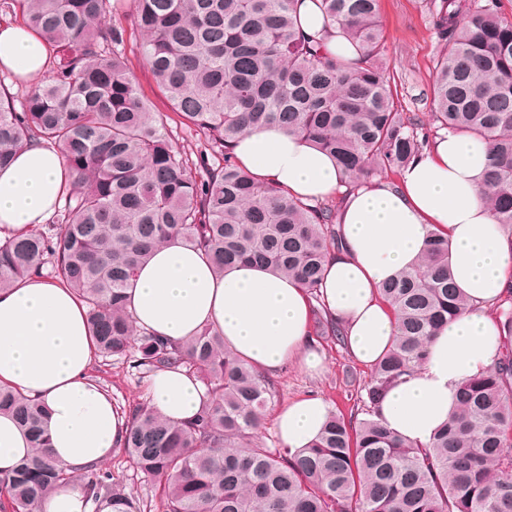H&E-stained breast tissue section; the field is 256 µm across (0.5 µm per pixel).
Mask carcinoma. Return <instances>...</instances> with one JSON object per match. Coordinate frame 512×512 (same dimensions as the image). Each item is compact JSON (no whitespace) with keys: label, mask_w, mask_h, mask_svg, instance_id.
<instances>
[{"label":"carcinoma","mask_w":512,"mask_h":512,"mask_svg":"<svg viewBox=\"0 0 512 512\" xmlns=\"http://www.w3.org/2000/svg\"><path fill=\"white\" fill-rule=\"evenodd\" d=\"M141 59L171 112H152L124 55L125 30L97 24L109 0H0L54 47L51 80L16 108L0 95V168L31 141L61 149L73 192L56 222L0 239V289L30 273L69 286L85 305L95 355L142 375L184 369L205 387L193 422L126 410L119 448L162 486V512H512V291L495 305L502 350L465 382L457 409L419 447L376 419L386 389L410 375L427 344L469 308L435 229L420 264L380 293L396 315L394 340L358 386L345 415L334 409L320 438L291 450L261 441L278 383L235 356L210 328L176 341L135 326L127 290L152 250L174 235L219 271L242 261L298 279L317 296L327 256L341 245L337 209L308 204L240 166L231 142L279 126L334 155L358 185L400 175L448 128L483 140L491 162L486 200L512 237V21L497 0H430L444 48L435 62L430 123L402 112L387 73L379 0H320L326 19L362 46L350 65L296 25L297 0H131ZM176 114L220 148L190 162L170 142ZM198 166L203 175L192 174ZM314 335L339 342L337 323ZM0 413L30 436L33 453L0 470V512H35L71 483L50 454L43 408L0 387ZM86 498L112 512H141L114 474L79 475Z\"/></svg>","instance_id":"obj_1"}]
</instances>
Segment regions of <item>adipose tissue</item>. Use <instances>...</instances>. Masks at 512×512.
Returning a JSON list of instances; mask_svg holds the SVG:
<instances>
[{
	"label": "adipose tissue",
	"mask_w": 512,
	"mask_h": 512,
	"mask_svg": "<svg viewBox=\"0 0 512 512\" xmlns=\"http://www.w3.org/2000/svg\"><path fill=\"white\" fill-rule=\"evenodd\" d=\"M296 18L304 34L322 40L337 58L361 60L360 45L329 26L316 0H299ZM49 66V47L37 33L22 23H0V73L24 82L47 74ZM233 153L256 181L283 187L301 200L342 192L337 222L344 246L331 253L320 293L360 363H375L394 339V315L380 300L379 288L418 263L432 228L447 232L450 267L471 307L431 339L424 363L391 387L379 407L398 437L428 444L455 411L461 384L493 365L497 326L488 309L512 287V239L485 202L486 144L448 132L404 169L398 184L375 180L352 192L332 156L277 127L241 136ZM72 188L58 148L24 145L0 171V231L18 234L49 223ZM128 300L140 328L172 340L206 326L217 329L238 357L266 374L295 359L312 371L321 364L306 288L254 264L216 274L180 236L140 266ZM92 352L85 307L66 285L33 274L0 290V385L44 403L49 451L73 470L105 461L125 424L111 396L89 374ZM204 394L199 381L178 369L157 372L151 381L152 407L178 422L196 417ZM327 412L319 397L278 409L275 423L284 446L313 443ZM30 451L26 433L1 414L0 470Z\"/></svg>",
	"instance_id": "adipose-tissue-1"
}]
</instances>
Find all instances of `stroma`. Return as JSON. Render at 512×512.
I'll list each match as a JSON object with an SVG mask.
<instances>
[{
	"instance_id": "35a3bbf8",
	"label": "stroma",
	"mask_w": 512,
	"mask_h": 512,
	"mask_svg": "<svg viewBox=\"0 0 512 512\" xmlns=\"http://www.w3.org/2000/svg\"><path fill=\"white\" fill-rule=\"evenodd\" d=\"M380 16L385 33V58L394 74L398 93L405 111L428 117L431 110L429 89L434 79L433 61L442 49L428 10L427 0H380ZM104 24L122 25L126 41L120 50L127 59L129 72L141 96L152 111L165 112L169 106L152 72L142 64L139 54L141 38L132 24L130 10L109 12ZM320 352L324 367L308 372L296 362H288L277 371L280 393L274 407L314 395L322 397L330 406L345 411L351 407L350 393L344 384V369L356 370L367 376L369 368L354 359L346 346L323 342ZM92 378L112 397L117 406H128L143 401L149 391L148 379L140 378L128 364L114 360L108 363L93 358ZM106 468L119 475L126 493L139 502L142 512H153L159 503V484L131 464L121 450H113L105 460Z\"/></svg>"
}]
</instances>
